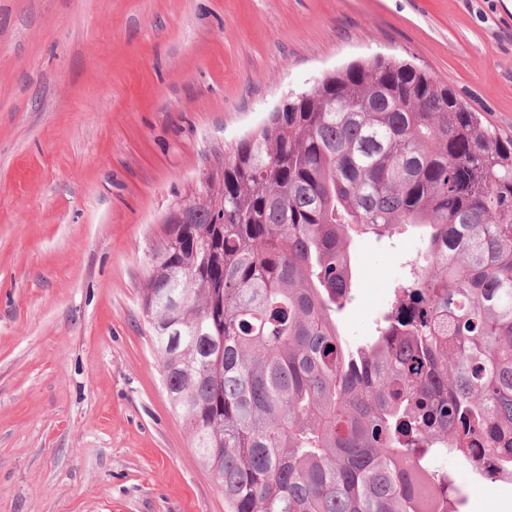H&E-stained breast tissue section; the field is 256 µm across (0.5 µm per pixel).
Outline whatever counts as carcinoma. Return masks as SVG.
<instances>
[{"label":"carcinoma","mask_w":512,"mask_h":512,"mask_svg":"<svg viewBox=\"0 0 512 512\" xmlns=\"http://www.w3.org/2000/svg\"><path fill=\"white\" fill-rule=\"evenodd\" d=\"M213 177L163 217L141 302L224 512H453L448 453L512 479V138L378 55L289 94ZM401 227L428 264L350 347L351 242Z\"/></svg>","instance_id":"obj_1"}]
</instances>
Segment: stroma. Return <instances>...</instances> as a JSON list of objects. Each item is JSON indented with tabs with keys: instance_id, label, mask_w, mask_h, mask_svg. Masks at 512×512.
Listing matches in <instances>:
<instances>
[{
	"instance_id": "1",
	"label": "stroma",
	"mask_w": 512,
	"mask_h": 512,
	"mask_svg": "<svg viewBox=\"0 0 512 512\" xmlns=\"http://www.w3.org/2000/svg\"><path fill=\"white\" fill-rule=\"evenodd\" d=\"M379 53L512 137V0H0V512H224L141 314L157 225L289 92ZM418 249L355 240L347 344ZM436 466L462 512H512V482Z\"/></svg>"
}]
</instances>
